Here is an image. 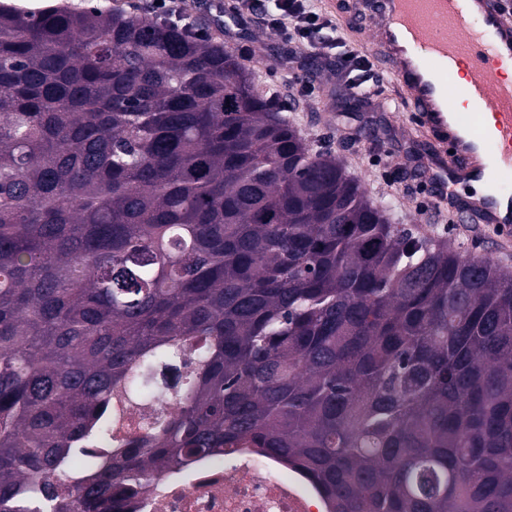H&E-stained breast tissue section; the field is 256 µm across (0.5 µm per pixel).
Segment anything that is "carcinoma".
Masks as SVG:
<instances>
[{"mask_svg":"<svg viewBox=\"0 0 512 512\" xmlns=\"http://www.w3.org/2000/svg\"><path fill=\"white\" fill-rule=\"evenodd\" d=\"M281 99L192 21L0 8V512H114L242 442L333 512H512V276ZM155 409V403L152 401L124 410L121 414L120 422L118 423V427L121 428V433L129 437L139 435L142 431L143 424L149 421Z\"/></svg>","mask_w":512,"mask_h":512,"instance_id":"1","label":"carcinoma"}]
</instances>
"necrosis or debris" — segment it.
Masks as SVG:
<instances>
[{
	"instance_id": "necrosis-or-debris-1",
	"label": "necrosis or debris",
	"mask_w": 512,
	"mask_h": 512,
	"mask_svg": "<svg viewBox=\"0 0 512 512\" xmlns=\"http://www.w3.org/2000/svg\"><path fill=\"white\" fill-rule=\"evenodd\" d=\"M320 488L282 460L241 444L202 456L180 471L153 475L120 512H330Z\"/></svg>"
}]
</instances>
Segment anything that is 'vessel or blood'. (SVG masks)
<instances>
[{
    "instance_id": "vessel-or-blood-1",
    "label": "vessel or blood",
    "mask_w": 512,
    "mask_h": 512,
    "mask_svg": "<svg viewBox=\"0 0 512 512\" xmlns=\"http://www.w3.org/2000/svg\"><path fill=\"white\" fill-rule=\"evenodd\" d=\"M336 14L395 79L409 126L433 156L425 174L432 199L461 224L512 234V6L506 0H346ZM465 80L449 85L455 65ZM486 182L480 196L460 187Z\"/></svg>"
}]
</instances>
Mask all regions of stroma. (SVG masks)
Instances as JSON below:
<instances>
[{
	"label": "stroma",
	"mask_w": 512,
	"mask_h": 512,
	"mask_svg": "<svg viewBox=\"0 0 512 512\" xmlns=\"http://www.w3.org/2000/svg\"><path fill=\"white\" fill-rule=\"evenodd\" d=\"M188 2L193 18L202 19L203 31L214 42L251 54L258 83L276 88L294 104L292 118L308 142L316 145L329 139L333 152L347 171L361 180L374 204L393 202L406 227L436 231L449 245L512 271V237L499 239L476 225L464 229L445 210L438 212L432 223L419 222L423 206L411 192L416 173L406 157L425 156L430 148L409 134L403 109L394 99L395 84L386 85L383 93L369 100L353 95L337 83L332 67L322 64L314 53L294 54L292 45L256 23L242 25L233 37H226L217 22L231 10L233 0ZM290 54L296 57L291 68L282 64Z\"/></svg>",
	"instance_id": "35a3bbf8"
}]
</instances>
